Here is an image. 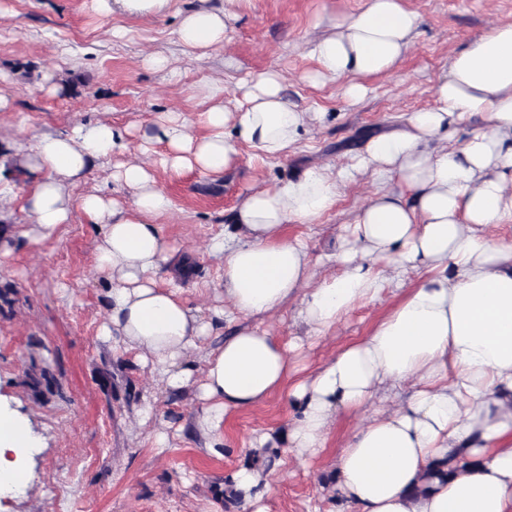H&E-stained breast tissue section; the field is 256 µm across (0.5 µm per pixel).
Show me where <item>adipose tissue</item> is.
<instances>
[{"mask_svg":"<svg viewBox=\"0 0 512 512\" xmlns=\"http://www.w3.org/2000/svg\"><path fill=\"white\" fill-rule=\"evenodd\" d=\"M92 0L102 15L163 16L177 12L179 42L192 53L223 45L243 0ZM418 26L402 0H367L334 32L309 44L315 63L305 81L338 84L344 98L368 93L365 78L395 70ZM196 121L161 113L138 149L141 160L119 164L112 186L73 198L72 187L100 159L125 154L130 130L108 121L39 136L26 161V195L36 234L50 236L80 209L100 235L95 270L107 283L99 334L134 353L161 388L195 392L193 429L206 453L221 454L224 418L286 392L296 416L286 451L300 466L325 447L339 412L358 423L336 461V492L350 512H512V243L489 234L512 223V23L498 24L454 54L435 105L407 126L369 138L350 164L334 172L310 168L245 195L232 229L208 249L223 264L212 316L182 297L175 246L157 224L171 207L154 168L223 174L241 148L265 158L288 156L309 120L284 92L279 73L250 75L229 98L222 83L200 91ZM466 140L448 147L455 128ZM439 141L440 149L427 145ZM370 171L399 178L403 190L378 189L348 236L322 265L340 267L315 281L308 247L285 234L336 205L338 186ZM422 281L407 286L408 272ZM394 302L368 336L309 375L300 373L303 337L281 342L243 318L294 304L295 319L318 337L355 308L383 295ZM230 327L223 342L209 336ZM31 446L25 421L0 408V479L28 484ZM281 471L246 464L227 474V491L248 512H267Z\"/></svg>","mask_w":512,"mask_h":512,"instance_id":"obj_1","label":"adipose tissue"}]
</instances>
